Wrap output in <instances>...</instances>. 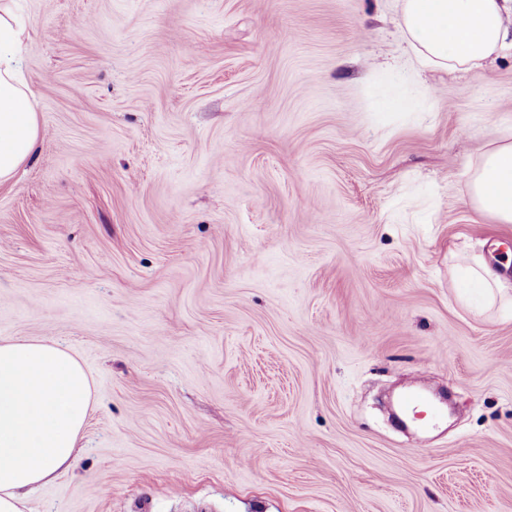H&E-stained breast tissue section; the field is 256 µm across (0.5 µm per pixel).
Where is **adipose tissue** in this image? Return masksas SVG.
Instances as JSON below:
<instances>
[{
	"label": "adipose tissue",
	"instance_id": "ef3b65f1",
	"mask_svg": "<svg viewBox=\"0 0 512 512\" xmlns=\"http://www.w3.org/2000/svg\"><path fill=\"white\" fill-rule=\"evenodd\" d=\"M408 45L426 65L474 71L512 49V0H400ZM26 30L0 8V184L40 139L35 98L22 74ZM471 205L512 224V139L493 143L468 172ZM91 401L82 366L39 340H0V512H25L29 494L74 463Z\"/></svg>",
	"mask_w": 512,
	"mask_h": 512
}]
</instances>
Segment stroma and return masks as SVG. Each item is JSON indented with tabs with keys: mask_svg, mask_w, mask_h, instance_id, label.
Returning a JSON list of instances; mask_svg holds the SVG:
<instances>
[{
	"mask_svg": "<svg viewBox=\"0 0 512 512\" xmlns=\"http://www.w3.org/2000/svg\"><path fill=\"white\" fill-rule=\"evenodd\" d=\"M6 2L41 137L0 187V339L92 382L30 512H512V305L460 286L512 254L467 185L512 51L423 66L399 0ZM417 384L449 419L403 433Z\"/></svg>",
	"mask_w": 512,
	"mask_h": 512,
	"instance_id": "35a3bbf8",
	"label": "stroma"
}]
</instances>
